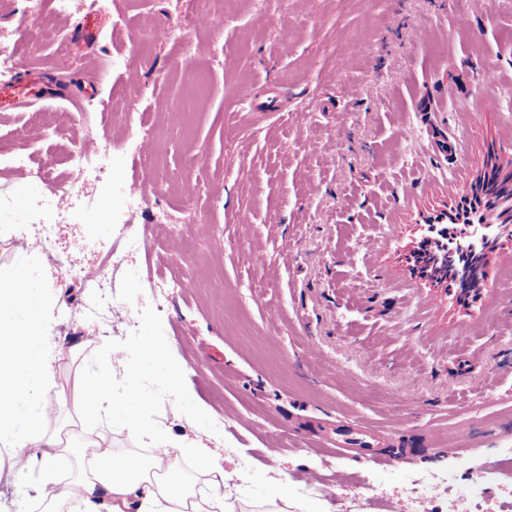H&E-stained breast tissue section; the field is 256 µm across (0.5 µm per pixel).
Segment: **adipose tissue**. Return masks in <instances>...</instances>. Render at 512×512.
<instances>
[{
  "mask_svg": "<svg viewBox=\"0 0 512 512\" xmlns=\"http://www.w3.org/2000/svg\"><path fill=\"white\" fill-rule=\"evenodd\" d=\"M50 307V293L29 288L21 270L0 273V446L18 462L20 486L34 491L43 512H230L223 468L201 458L196 444L145 424L141 394L108 365L76 378L72 413L81 422L110 418L151 453L118 455L90 441L76 450L78 473L60 474L67 447L48 428L54 359L40 348ZM188 459L198 460L211 488L205 502L177 483Z\"/></svg>",
  "mask_w": 512,
  "mask_h": 512,
  "instance_id": "ef3b65f1",
  "label": "adipose tissue"
}]
</instances>
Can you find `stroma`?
Returning <instances> with one entry per match:
<instances>
[{
    "label": "stroma",
    "instance_id": "stroma-1",
    "mask_svg": "<svg viewBox=\"0 0 512 512\" xmlns=\"http://www.w3.org/2000/svg\"><path fill=\"white\" fill-rule=\"evenodd\" d=\"M27 6L0 0V54L24 43L26 68L97 83L77 107L0 108V140L31 158L0 160V269L25 268L54 296L56 382L107 360L124 369L154 339L183 384L132 373L139 414L201 444L236 512H447L483 475L494 481L473 512H512V267L488 256L462 297L409 261L488 159L512 161V0L490 13L480 0H240L226 16L207 0H72L35 21ZM79 21L95 40L76 43ZM143 125L160 151L152 170ZM87 141L110 153L106 174L87 181L60 162L54 174L79 184L99 223L74 210L46 248L36 226L52 188L33 170ZM130 195L146 208L127 223ZM131 237L144 247L127 250ZM111 252L114 314L95 325L66 267ZM199 267L195 288H176ZM89 326L97 342L73 354ZM70 408L60 399L51 426L73 444L147 456L116 424L75 427ZM354 421L389 436L378 458L320 442ZM424 471L450 479L419 502Z\"/></svg>",
    "mask_w": 512,
    "mask_h": 512
}]
</instances>
